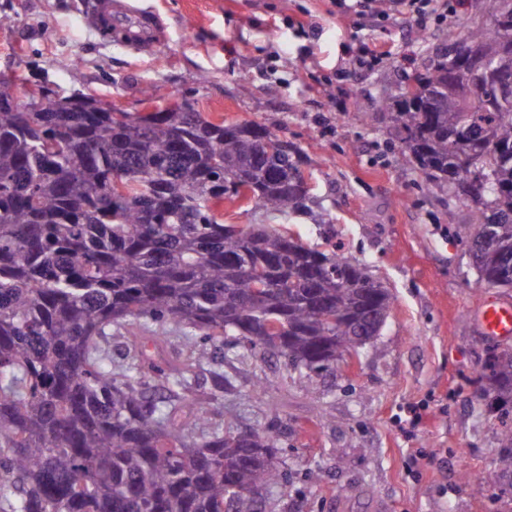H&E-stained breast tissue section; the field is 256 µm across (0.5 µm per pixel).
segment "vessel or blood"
I'll return each instance as SVG.
<instances>
[{
    "label": "vessel or blood",
    "mask_w": 512,
    "mask_h": 512,
    "mask_svg": "<svg viewBox=\"0 0 512 512\" xmlns=\"http://www.w3.org/2000/svg\"><path fill=\"white\" fill-rule=\"evenodd\" d=\"M86 23L103 35L119 31L129 45L150 52L160 46L165 30L159 15L153 11L132 8L127 0H88ZM485 334L512 336V302L504 300L487 304L480 313Z\"/></svg>",
    "instance_id": "vessel-or-blood-1"
}]
</instances>
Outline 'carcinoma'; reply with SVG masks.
<instances>
[{"label":"carcinoma","instance_id":"obj_1","mask_svg":"<svg viewBox=\"0 0 512 512\" xmlns=\"http://www.w3.org/2000/svg\"><path fill=\"white\" fill-rule=\"evenodd\" d=\"M512 0L382 97L401 155L448 191L484 185L460 230L482 280L512 289ZM46 92L0 110V512H263L278 430L234 434L189 396L212 350L263 346L329 371L378 333L393 296L338 249L268 224H225L228 195L306 215L299 151L280 137L171 107L142 115ZM127 186L112 189L113 179ZM121 337L125 352L112 357ZM172 345L175 366L148 352ZM512 398V350L486 360ZM163 378L162 394L151 384Z\"/></svg>","mask_w":512,"mask_h":512}]
</instances>
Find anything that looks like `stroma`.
<instances>
[{"instance_id":"stroma-1","label":"stroma","mask_w":512,"mask_h":512,"mask_svg":"<svg viewBox=\"0 0 512 512\" xmlns=\"http://www.w3.org/2000/svg\"><path fill=\"white\" fill-rule=\"evenodd\" d=\"M85 2L0 0V76L15 79L18 96L40 86L83 92L127 112L187 96L209 118L267 127L301 151L314 217L237 199L216 203L215 215L342 244L394 297L379 336L316 376V393L266 349L225 359L216 419L238 432L279 431L286 480L266 491L269 512H512V491L479 492L463 478L499 457L506 407L489 389L493 339L477 311L512 290L482 281L456 234L477 204L403 162L376 110L463 23L487 22L495 0H457L414 34L392 16L328 14L326 0H131L163 22L167 38L151 53L103 39L84 22ZM307 12L314 27L303 31ZM363 42L391 53L357 70Z\"/></svg>"}]
</instances>
